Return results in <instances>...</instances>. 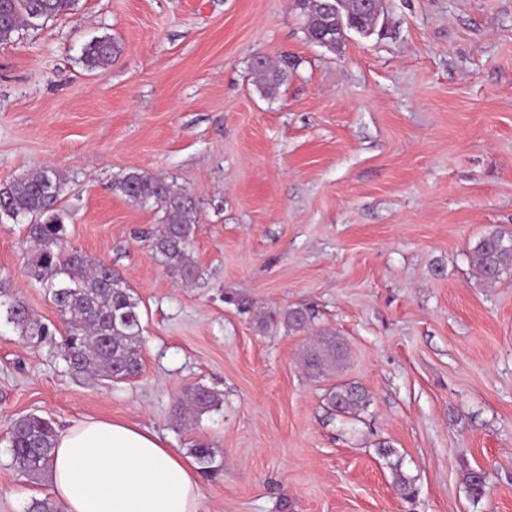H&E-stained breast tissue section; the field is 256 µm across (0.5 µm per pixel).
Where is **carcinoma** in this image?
<instances>
[{
	"instance_id": "carcinoma-1",
	"label": "carcinoma",
	"mask_w": 512,
	"mask_h": 512,
	"mask_svg": "<svg viewBox=\"0 0 512 512\" xmlns=\"http://www.w3.org/2000/svg\"><path fill=\"white\" fill-rule=\"evenodd\" d=\"M78 0H0V43L11 41L18 29L48 21L73 10ZM304 16L309 41L316 43L336 18L324 11L323 0H294ZM116 54L110 37H98L83 49L81 60L90 71L105 70ZM260 85L268 95L278 92L288 78V64L274 67L266 61L253 65ZM67 180L52 167H41L0 189V214L29 217L27 237L34 241L28 251L31 274L44 282L54 304L62 311L63 334L59 344L63 358L76 356L75 375H91L107 380L132 378L142 367V331L139 302L119 274L107 264L83 253L68 251L66 213L58 208ZM112 191L141 206H154L163 212L161 225L149 238L153 256L184 282L197 278L188 249L196 236L197 203L187 193L174 190L165 180L146 171L132 170L112 181ZM478 277L486 283L499 280L512 269V237L497 233L479 240L473 249ZM7 321L25 336H45L47 331L32 319L20 301L11 302ZM311 319L308 309L289 310L284 322L290 329H301ZM347 358L345 342L334 333L316 337L303 354L308 373L320 375L341 365ZM369 401L366 389L354 382L330 388L328 405L340 416H355ZM197 410L206 411L220 403L219 394L197 387L189 400ZM57 431L53 422L38 415H26L10 428L8 440L20 469L38 475L48 469L54 456ZM394 486L409 498L414 479L403 473L401 462L393 464ZM469 493L478 498L485 493L484 478L471 470L465 474Z\"/></svg>"
}]
</instances>
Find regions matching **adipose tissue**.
<instances>
[{
    "label": "adipose tissue",
    "mask_w": 512,
    "mask_h": 512,
    "mask_svg": "<svg viewBox=\"0 0 512 512\" xmlns=\"http://www.w3.org/2000/svg\"><path fill=\"white\" fill-rule=\"evenodd\" d=\"M52 471L64 512H206L189 457L126 421H73L59 434Z\"/></svg>",
    "instance_id": "adipose-tissue-1"
}]
</instances>
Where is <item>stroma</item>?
Returning a JSON list of instances; mask_svg holds the SVG:
<instances>
[{
    "label": "stroma",
    "instance_id": "1",
    "mask_svg": "<svg viewBox=\"0 0 512 512\" xmlns=\"http://www.w3.org/2000/svg\"><path fill=\"white\" fill-rule=\"evenodd\" d=\"M383 23L330 49L293 0H79L0 44V185L62 171L70 245L120 273L143 326L141 374L76 377L27 221L0 222V301L54 331L0 321V512L52 495L9 447L32 413L212 448L207 512H512V270L488 286L471 263L481 237L512 236V0H386ZM102 36L117 54L87 70ZM257 55L292 62L274 96ZM132 169L198 199L196 283L149 250L160 212L113 193ZM303 306L312 328L288 330L280 315ZM321 330L350 357L311 378L301 354ZM344 381L369 393L358 418L327 404ZM200 385L219 406L180 415ZM116 54L110 37H98L90 41L83 49L81 60L90 71L105 70ZM7 307L6 318L8 323L13 324L22 335L47 336L46 329L32 319L31 312L22 302L15 300L9 303ZM10 307L12 310H9Z\"/></svg>",
    "mask_w": 512,
    "mask_h": 512
}]
</instances>
